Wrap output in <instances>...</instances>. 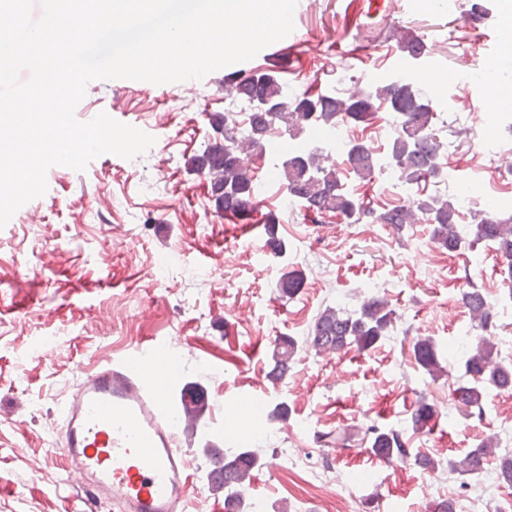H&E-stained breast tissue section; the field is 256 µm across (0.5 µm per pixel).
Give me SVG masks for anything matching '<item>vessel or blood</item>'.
Instances as JSON below:
<instances>
[{"label": "vessel or blood", "instance_id": "vessel-or-blood-1", "mask_svg": "<svg viewBox=\"0 0 512 512\" xmlns=\"http://www.w3.org/2000/svg\"><path fill=\"white\" fill-rule=\"evenodd\" d=\"M208 401L185 393L172 406L164 385H146L118 360L84 368L59 410L51 455L67 461L66 483L82 512H186L191 486L184 433Z\"/></svg>", "mask_w": 512, "mask_h": 512}]
</instances>
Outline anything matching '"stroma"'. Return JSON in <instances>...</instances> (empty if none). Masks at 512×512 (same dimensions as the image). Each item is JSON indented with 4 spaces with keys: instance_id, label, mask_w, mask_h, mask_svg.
<instances>
[{
    "instance_id": "obj_1",
    "label": "stroma",
    "mask_w": 512,
    "mask_h": 512,
    "mask_svg": "<svg viewBox=\"0 0 512 512\" xmlns=\"http://www.w3.org/2000/svg\"><path fill=\"white\" fill-rule=\"evenodd\" d=\"M472 2L448 9L390 0L357 29L348 0H298L295 28L280 42L279 73L289 94L342 98L356 83L371 92L376 74L388 84L405 70L430 72L423 87L444 120L471 134L442 156L466 232L479 204L459 198L461 185H478L490 199L512 196V119L478 111L479 98L492 93L488 83L444 81L503 60L499 18L512 12V0H481L486 11L478 16ZM398 29L414 31L425 53H402L392 38ZM224 75L210 73L190 93L177 83L91 82L75 110L79 120L104 112L155 144L133 160L101 155L82 172L50 168L46 193L0 228V512H73L66 461L48 455L51 422L80 368L122 358L146 374L132 351L165 336L179 339L156 356L176 359L173 392L189 389L209 402L191 440L189 512H224L223 493L204 478L208 444L259 449L245 493L253 512H336L342 503L348 512H431L446 500L457 512H501L512 502V487L495 480L499 455L512 453V390L492 391L480 421L465 419L453 396L464 373L458 342L471 328L463 272L494 304L500 328L492 342L499 361L512 366V295L494 246L451 253L421 222L400 236L332 214L313 222L289 202L265 155L251 167L261 192L250 221L224 214L198 160L228 107ZM342 176L354 197L387 206L402 200L391 174L364 179L346 168ZM270 213L279 219L274 234L260 228ZM174 251L180 263L159 273L158 259ZM288 273L302 286L282 301L274 289ZM368 285L412 323L414 337L434 342L444 375L431 379L411 339L398 334L330 356L305 347L318 313L359 308ZM288 336L300 347L275 384L273 346ZM422 398L437 413L416 431L411 411ZM370 423L403 431L412 457L432 458L435 470L319 440ZM488 437L498 448L482 474L449 473V459Z\"/></svg>"
}]
</instances>
